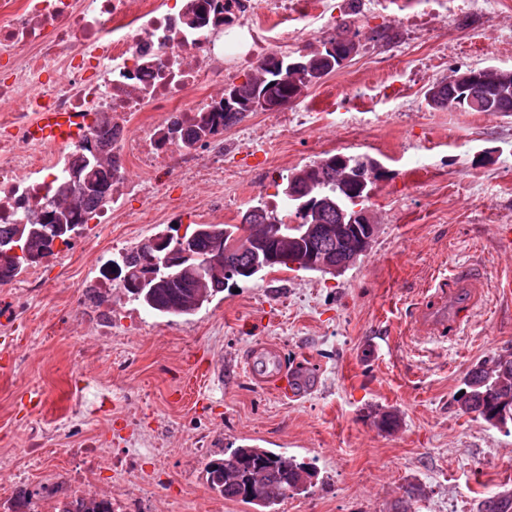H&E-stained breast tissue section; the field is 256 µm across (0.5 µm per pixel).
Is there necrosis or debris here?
Masks as SVG:
<instances>
[{
    "label": "necrosis or debris",
    "mask_w": 512,
    "mask_h": 512,
    "mask_svg": "<svg viewBox=\"0 0 512 512\" xmlns=\"http://www.w3.org/2000/svg\"><path fill=\"white\" fill-rule=\"evenodd\" d=\"M207 20L194 18L195 0H0V224H20L53 195L79 152L96 138L112 155L108 204L87 210L86 224H125L128 198L146 212H197V203L172 197L175 182L206 180L224 186V139L186 147L181 137L219 96L211 85L225 62L255 64L281 51L293 6L289 0H240V14L270 5L277 19L250 24L248 38L226 32L213 0ZM80 118L77 138L46 143L37 137L39 116ZM147 178H131L130 166ZM44 288L39 269H26L16 294L0 299V323L18 327L25 306ZM80 396L62 423L73 434L85 414L112 403L111 382L74 380ZM103 449L94 437L69 449L65 479L28 490L27 512H81L83 503L107 501L110 512H149L147 497L124 499L96 479Z\"/></svg>",
    "instance_id": "4bbe7bcc"
}]
</instances>
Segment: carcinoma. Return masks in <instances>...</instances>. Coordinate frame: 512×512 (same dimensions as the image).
Here are the masks:
<instances>
[{"label": "carcinoma", "instance_id": "cac0c4a2", "mask_svg": "<svg viewBox=\"0 0 512 512\" xmlns=\"http://www.w3.org/2000/svg\"><path fill=\"white\" fill-rule=\"evenodd\" d=\"M350 26L322 41L316 51L292 58L264 56L246 79L224 87L228 99L222 108L203 115L186 135L188 143L206 142L252 114L250 103L258 98L294 102L314 82L341 68L357 47L346 35ZM478 96L484 112H512V88L500 83L492 71L474 69L462 81L442 79L428 89L435 108L469 112V98ZM86 142L75 157L71 172L80 180L55 191V197L26 224H0V285L24 268L36 266L52 252L57 241L68 243L79 233L83 213L91 204L110 198L112 159L91 152ZM384 174L378 162L342 153H327L286 176L282 195L288 206L282 212L259 202L250 208L249 224H189L183 236L192 239V256L175 249L179 236L160 232L146 242L110 259L113 278L128 300L145 310L167 317L189 316L209 303L225 283L250 279L260 272L291 268L298 257L314 262L349 258L367 225L348 219L367 200ZM305 205L307 224L293 226L288 219ZM344 233L336 234V225ZM465 393L457 399L466 414H475L493 426L512 423V353L475 363L464 380ZM209 488L226 499L240 500L259 512H276L292 493L312 485L315 470L292 456L253 444L235 448L205 468ZM482 512H512V495L505 493L484 501Z\"/></svg>", "mask_w": 512, "mask_h": 512}]
</instances>
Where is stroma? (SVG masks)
<instances>
[{"label": "stroma", "mask_w": 512, "mask_h": 512, "mask_svg": "<svg viewBox=\"0 0 512 512\" xmlns=\"http://www.w3.org/2000/svg\"><path fill=\"white\" fill-rule=\"evenodd\" d=\"M334 2L324 31L354 24L356 55L296 102L225 130L224 221L238 223L260 201L283 209V176L325 153L367 155L386 171L367 203L376 225L368 251L335 277L284 269L231 280L181 318L113 289L110 307L137 328L107 358L79 304L96 261L73 239L71 274L42 263L43 296L17 332H0V358L23 360L22 375L0 369V512L32 426L46 432L47 478L63 476L73 442L55 426L74 406L81 350L98 354L86 374L111 380L114 398L111 411L84 420L85 433L105 443L132 419L140 448L169 451L155 512H253L206 482L208 459L243 444L317 471L315 486L280 512H479L512 490V425L490 426L456 403L474 363L512 352V113L426 100L451 70H512V0ZM141 209L131 202L132 223L103 225L101 249L186 225L178 210L139 221ZM459 276L476 279L477 304L445 336L424 335L417 307ZM264 343L318 370L308 394L284 399L253 380L244 357ZM112 357L128 367L109 370ZM378 412L396 414L398 427L379 430Z\"/></svg>", "instance_id": "stroma-1"}]
</instances>
